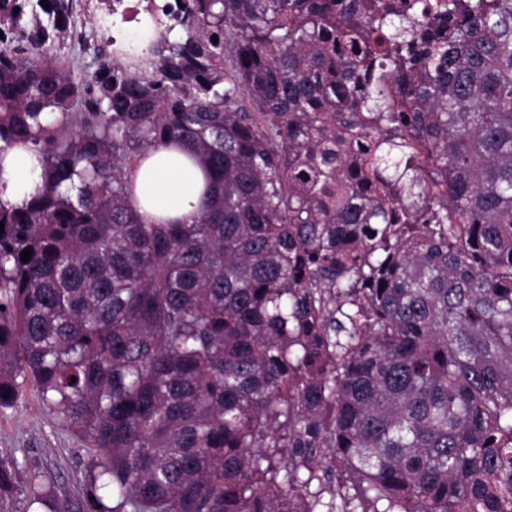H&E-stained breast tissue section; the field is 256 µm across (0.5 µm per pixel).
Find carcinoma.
<instances>
[{
    "instance_id": "1",
    "label": "carcinoma",
    "mask_w": 512,
    "mask_h": 512,
    "mask_svg": "<svg viewBox=\"0 0 512 512\" xmlns=\"http://www.w3.org/2000/svg\"><path fill=\"white\" fill-rule=\"evenodd\" d=\"M180 12L149 72L0 38V154L43 167L0 202V412L31 379L89 458L75 500L0 458V512H512V0ZM160 146L191 224L137 213ZM0 172V200L21 205L40 185L41 162L30 148L14 147L6 151ZM148 156L133 176L142 220L191 224L208 203L203 171L185 154L169 148L151 149Z\"/></svg>"
}]
</instances>
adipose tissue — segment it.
<instances>
[{"mask_svg":"<svg viewBox=\"0 0 512 512\" xmlns=\"http://www.w3.org/2000/svg\"><path fill=\"white\" fill-rule=\"evenodd\" d=\"M39 156L26 147H14L0 158V201L19 205L40 185ZM138 213L147 223L159 219L191 223L208 203L201 168L185 154L165 148L151 149L133 176Z\"/></svg>","mask_w":512,"mask_h":512,"instance_id":"1","label":"adipose tissue"}]
</instances>
